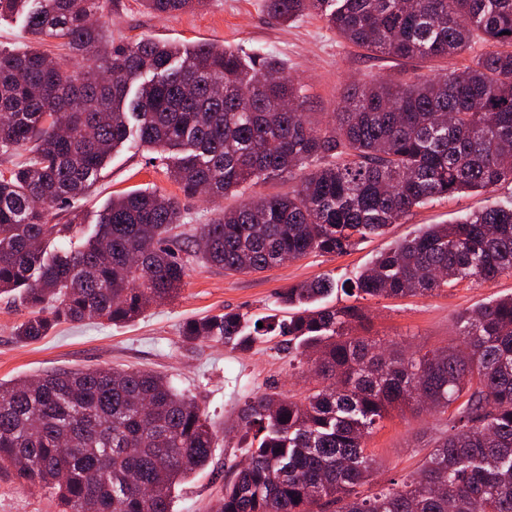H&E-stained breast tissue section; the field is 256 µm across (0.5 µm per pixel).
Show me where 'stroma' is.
Listing matches in <instances>:
<instances>
[{"instance_id":"1","label":"stroma","mask_w":512,"mask_h":512,"mask_svg":"<svg viewBox=\"0 0 512 512\" xmlns=\"http://www.w3.org/2000/svg\"><path fill=\"white\" fill-rule=\"evenodd\" d=\"M113 42L148 37L161 42L227 44L246 52H270L284 59L290 75L305 86L312 112L334 111L346 84L389 80L409 82L420 73L460 68L486 49L474 39L467 54L440 60H399L370 54L339 37L316 14L283 25L271 18L263 0H208L195 12L156 16L141 0H107ZM151 188L178 198L186 217L184 230L194 234L214 218L219 207L238 205L235 197L216 205L206 197L184 196L151 152L128 140L102 170L90 194L79 200L86 228H93L99 211L112 195ZM512 199V183L489 191H469L436 199L414 209L384 235L361 242L343 255L309 254L259 275H227L222 270L190 261L179 296L151 306L137 321L112 325L91 320L62 324L33 343L19 342L14 326L28 314L17 297L0 296V380L40 375L57 369L103 367L137 368L163 373L178 390L191 395L200 409L225 428L208 467L179 486L173 512H208V505L244 458L235 431L248 408L249 396L274 387L292 395L305 387L301 372L290 363L284 337L272 336L247 351L215 342H184L186 321L224 312L259 318L282 314L278 296L283 289L319 277L335 286L328 304H344V286L355 279L376 255L413 236L424 225L448 224L493 203ZM512 294V277L490 282L462 281L430 297L367 298L359 300L363 320L356 333L384 344L433 349L457 342L460 312ZM449 414L395 411L366 437L374 474L360 489L367 495L417 471L435 438L448 431ZM0 512H56L47 491L20 485L0 474Z\"/></svg>"}]
</instances>
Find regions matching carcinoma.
<instances>
[{
    "label": "carcinoma",
    "instance_id": "cac0c4a2",
    "mask_svg": "<svg viewBox=\"0 0 512 512\" xmlns=\"http://www.w3.org/2000/svg\"><path fill=\"white\" fill-rule=\"evenodd\" d=\"M159 16L205 0H142ZM100 0H0L31 44L0 49V152L29 151L0 173V294L29 315L14 336L34 342L61 323L135 321L178 297L190 258L229 274L285 258L340 255L413 208L512 181V0H265L290 23L314 12L341 38L394 59L490 50L461 69L405 84H350L321 119L304 86L272 55L223 45L106 40ZM56 38L86 60L48 58ZM159 155L184 195L238 196L197 228L189 248L179 201L157 190L117 193L79 250L48 251L82 224L49 210L85 197L129 136ZM287 178L285 194L249 190ZM512 276V201L455 224H429L380 254L351 295L427 297L456 281ZM325 278L287 289L288 321L226 312L187 321V342L247 349L277 329L292 361L311 365L304 393L250 397L237 428L249 464L224 483L215 512H512V295L458 316V347L405 353L352 334L356 305L323 303ZM422 390L457 405L420 472L362 497L373 475L365 437L391 409L418 413ZM214 421L157 372L88 367L0 381V471L49 490L60 512H171L176 486L206 466Z\"/></svg>",
    "mask_w": 512,
    "mask_h": 512
}]
</instances>
